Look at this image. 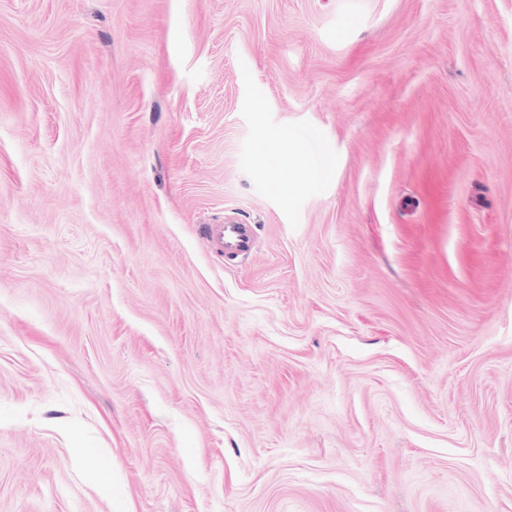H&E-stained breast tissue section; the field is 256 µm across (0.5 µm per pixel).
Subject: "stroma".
Masks as SVG:
<instances>
[{
	"mask_svg": "<svg viewBox=\"0 0 512 512\" xmlns=\"http://www.w3.org/2000/svg\"><path fill=\"white\" fill-rule=\"evenodd\" d=\"M0 512H512V0H0ZM253 228L249 224H207L205 238L218 254L244 252L250 247Z\"/></svg>",
	"mask_w": 512,
	"mask_h": 512,
	"instance_id": "35a3bbf8",
	"label": "stroma"
}]
</instances>
